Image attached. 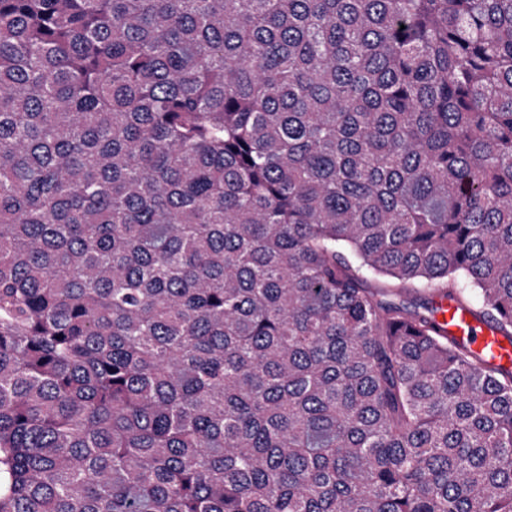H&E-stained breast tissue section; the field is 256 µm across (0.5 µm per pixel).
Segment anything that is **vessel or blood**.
I'll return each mask as SVG.
<instances>
[{
  "mask_svg": "<svg viewBox=\"0 0 512 512\" xmlns=\"http://www.w3.org/2000/svg\"><path fill=\"white\" fill-rule=\"evenodd\" d=\"M437 326L440 333L467 344L486 362L512 368V340L503 336L493 323L476 318L454 302L444 301L440 304Z\"/></svg>",
  "mask_w": 512,
  "mask_h": 512,
  "instance_id": "obj_1",
  "label": "vessel or blood"
}]
</instances>
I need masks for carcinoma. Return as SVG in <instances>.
I'll use <instances>...</instances> for the list:
<instances>
[{
    "instance_id": "obj_1",
    "label": "carcinoma",
    "mask_w": 512,
    "mask_h": 512,
    "mask_svg": "<svg viewBox=\"0 0 512 512\" xmlns=\"http://www.w3.org/2000/svg\"><path fill=\"white\" fill-rule=\"evenodd\" d=\"M512 0H0V512H512ZM437 316L441 334H448L467 344L486 362L512 368V341L502 335L493 323L480 320L454 302L442 301Z\"/></svg>"
}]
</instances>
